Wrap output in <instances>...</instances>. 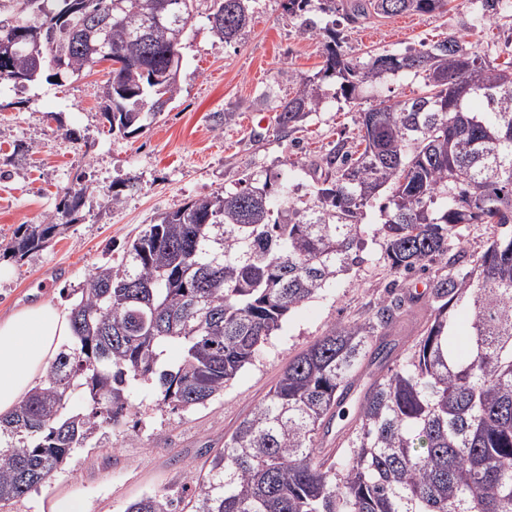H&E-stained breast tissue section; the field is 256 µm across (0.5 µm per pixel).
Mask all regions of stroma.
Returning <instances> with one entry per match:
<instances>
[{
  "label": "stroma",
  "instance_id": "35a3bbf8",
  "mask_svg": "<svg viewBox=\"0 0 512 512\" xmlns=\"http://www.w3.org/2000/svg\"><path fill=\"white\" fill-rule=\"evenodd\" d=\"M477 0H452L447 11L405 14L344 26L348 52L365 61L401 54L455 35L493 62L512 55V24L476 23ZM252 18L236 41L215 36L194 14L183 42L175 99L137 134H112L100 112L106 64L62 83L43 81L0 91V318L42 302L71 307L72 292L92 269L118 256L169 205L238 187L251 176L277 193L288 177L292 200L309 201L322 155L357 135L354 114L337 78L322 81V103L299 130L283 132L279 105L293 91L289 73L311 75L323 64L322 38L303 33L281 0H253ZM423 77L389 74L361 93L363 108L423 94ZM233 113L215 129L213 115ZM73 129L78 140L63 139ZM24 153H15V146ZM135 179V191L124 190ZM82 185L81 206L64 213L67 189ZM123 201L112 206V193ZM66 231L23 258L7 254L15 232L47 218ZM365 261L321 295L290 312L260 358L224 392L191 412L160 407L146 388L133 395L126 425L75 449L49 482L14 501L8 512H49L50 501L81 498L87 512H125L159 493L176 499L193 475L224 448V439L275 383L288 360L331 324L365 320L395 275L378 243Z\"/></svg>",
  "mask_w": 512,
  "mask_h": 512
}]
</instances>
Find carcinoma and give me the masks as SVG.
I'll return each instance as SVG.
<instances>
[{
	"mask_svg": "<svg viewBox=\"0 0 512 512\" xmlns=\"http://www.w3.org/2000/svg\"><path fill=\"white\" fill-rule=\"evenodd\" d=\"M0 0V37L20 21L68 15L78 39L26 52L0 68V87L38 81L54 61L59 79L109 63V130L126 136L163 112L178 82L156 92L153 75L180 55L183 34L206 4L226 43L247 24L250 0H170L156 22L149 0H120L107 39L112 55L89 52L98 35L86 14L113 0ZM305 31L324 37L323 65L291 74L281 129H297L321 104L320 81L341 79L356 106L359 147L339 141L322 158L310 207L280 203L254 178L171 206L115 260L95 267L70 311L72 337L44 380L0 421V508L35 490L102 430L126 424L131 390L149 384L160 406L204 407L253 364L292 310L364 262L366 236L380 240L390 269L409 277L447 259L428 283L430 319L397 351L401 300L387 296L363 322L332 324L288 359L276 383L225 437L224 450L192 480L179 507L146 495L125 512H512V61L496 64L451 36L403 55L359 65L336 21L445 11L452 0H282ZM483 14L512 20V2L480 0ZM425 79L423 95L362 109L359 89L389 72ZM384 222L362 223L379 197ZM485 228L469 254L464 231ZM49 218L8 244L22 257L61 234ZM469 325L459 333L455 313ZM181 351L165 362L169 347ZM84 408L73 411L74 397Z\"/></svg>",
	"mask_w": 512,
	"mask_h": 512,
	"instance_id": "obj_1",
	"label": "carcinoma"
}]
</instances>
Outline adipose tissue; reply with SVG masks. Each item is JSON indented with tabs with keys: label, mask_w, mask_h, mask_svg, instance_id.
Returning <instances> with one entry per match:
<instances>
[{
	"label": "adipose tissue",
	"mask_w": 512,
	"mask_h": 512,
	"mask_svg": "<svg viewBox=\"0 0 512 512\" xmlns=\"http://www.w3.org/2000/svg\"><path fill=\"white\" fill-rule=\"evenodd\" d=\"M70 338L68 311L49 304L0 319V418L14 412Z\"/></svg>",
	"instance_id": "obj_1"
}]
</instances>
